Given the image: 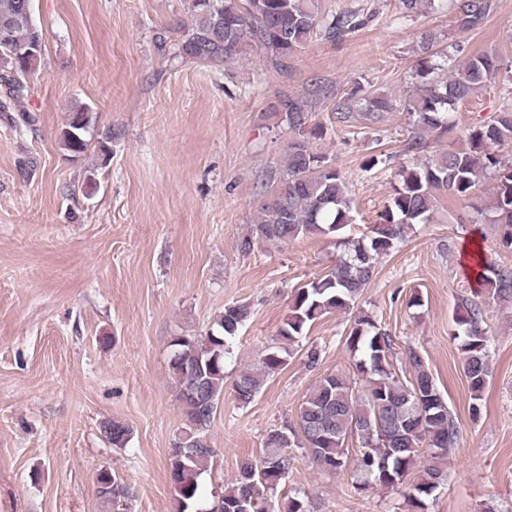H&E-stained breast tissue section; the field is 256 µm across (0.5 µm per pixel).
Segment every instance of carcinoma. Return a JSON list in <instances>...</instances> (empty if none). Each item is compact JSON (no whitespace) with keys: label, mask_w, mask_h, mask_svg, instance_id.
Returning <instances> with one entry per match:
<instances>
[{"label":"carcinoma","mask_w":512,"mask_h":512,"mask_svg":"<svg viewBox=\"0 0 512 512\" xmlns=\"http://www.w3.org/2000/svg\"><path fill=\"white\" fill-rule=\"evenodd\" d=\"M27 0H0V120L5 128L20 134L33 129L35 116L18 108L29 91V80L41 67L43 54H31L35 40H45L43 28L26 15ZM457 23L461 30L482 25L492 9V0H460ZM190 22L178 27L172 44L173 58L203 65H222L252 49L273 68L283 66L320 31L335 35L352 28L349 16L332 21L324 18L315 0H189ZM434 38L423 37L416 49V76L420 79L412 102L420 128L440 136L453 127L455 105L483 88L500 69L495 53L471 56L463 68L444 81L431 77L434 70ZM392 109L385 95L363 98L360 118L375 122ZM281 121L289 132L286 159L280 172H270L278 182L275 195L260 207L257 223L238 242L244 255L254 252L258 242L285 244L303 235L336 238L343 249L336 264L299 288L292 312L279 328L278 345L271 347L256 368H244L233 382L239 403L252 402L266 378L282 370L290 351L306 329L334 311L358 304L372 281L379 260L402 241L414 224H425L434 210L435 192L468 200L479 181L491 171L495 178L489 209L475 207L478 215L490 212L489 223L503 229L502 244L512 249V161L498 147L512 143V111L500 112L486 123L468 130L466 146L448 151L423 163L399 171L398 186L370 235L354 240L342 236L353 221L348 183L328 157L313 148L323 136L313 122L312 101L289 98L282 103ZM96 116L87 107L68 114L60 138L73 156L86 152V134L94 129ZM481 288L492 299L512 302V267H481ZM251 306H224L212 326L196 336H177L171 347L169 367L179 386L185 419L181 435L193 443L183 448L176 439L170 452V478L178 512H191L198 499V478L207 471L215 453L209 431L224 393L225 358L240 329L250 319ZM455 324L462 329L460 350L463 371L473 399L480 400L491 369L488 362V330L482 303L464 299L457 307ZM354 354L360 383L335 374L324 375L301 404L298 431L269 432L260 463L241 462L235 484L221 492L210 512H267L272 494L287 478L296 457L286 452L303 448L321 470L334 473L346 466L348 441L358 439L361 450L357 470L374 485L390 488L404 484L420 459L421 447L434 460L448 457L457 437V424L448 402L437 389L435 378L423 358L409 351L412 374L399 378L393 366L394 339L367 315L358 317L346 336ZM101 431L115 448H123L131 430L120 420L107 419ZM447 479L438 465H430L425 477L404 494L410 512H427V500ZM100 499L112 505L128 496L124 479L104 469L97 474ZM284 512H319L315 499L290 497Z\"/></svg>","instance_id":"1"}]
</instances>
